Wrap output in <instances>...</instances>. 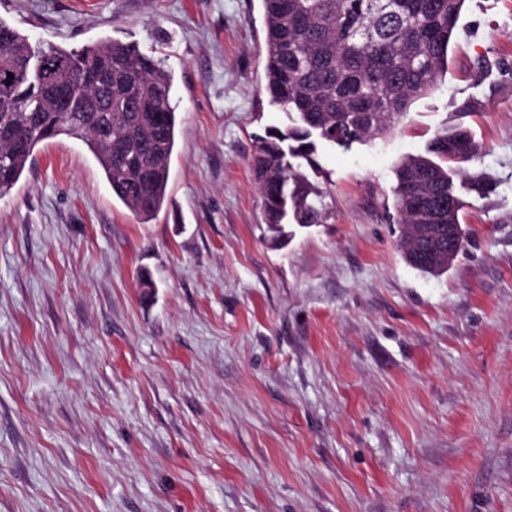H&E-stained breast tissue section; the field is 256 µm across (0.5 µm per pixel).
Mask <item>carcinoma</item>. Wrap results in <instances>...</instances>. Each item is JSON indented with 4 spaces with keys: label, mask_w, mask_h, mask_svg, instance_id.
<instances>
[{
    "label": "carcinoma",
    "mask_w": 512,
    "mask_h": 512,
    "mask_svg": "<svg viewBox=\"0 0 512 512\" xmlns=\"http://www.w3.org/2000/svg\"><path fill=\"white\" fill-rule=\"evenodd\" d=\"M466 0H261L265 89L288 117L258 139L251 167L268 239L288 244V225L326 219L323 191L293 168L320 139L344 149L390 134L448 66ZM18 72L6 80L5 68ZM173 76L134 42L107 38L80 49L34 47L0 20V192L12 189L50 129L82 140L112 193L138 218L153 220L167 202L177 115ZM65 99H60L58 89ZM430 156L394 168L400 224H431L435 237L403 232L400 248L414 269H448L447 224L459 223L465 188L487 198L497 181L458 164L477 156L470 128L434 134Z\"/></svg>",
    "instance_id": "carcinoma-1"
}]
</instances>
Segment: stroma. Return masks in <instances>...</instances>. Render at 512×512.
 Here are the masks:
<instances>
[{
    "label": "stroma",
    "mask_w": 512,
    "mask_h": 512,
    "mask_svg": "<svg viewBox=\"0 0 512 512\" xmlns=\"http://www.w3.org/2000/svg\"><path fill=\"white\" fill-rule=\"evenodd\" d=\"M0 18L42 47L137 42L178 118L149 223L71 136L0 193V512H512V0H466L446 76L392 134L317 142L330 215L283 248L250 169L288 123L260 0ZM458 123L498 187L464 193L465 248L431 276L399 249L393 169Z\"/></svg>",
    "instance_id": "obj_1"
}]
</instances>
